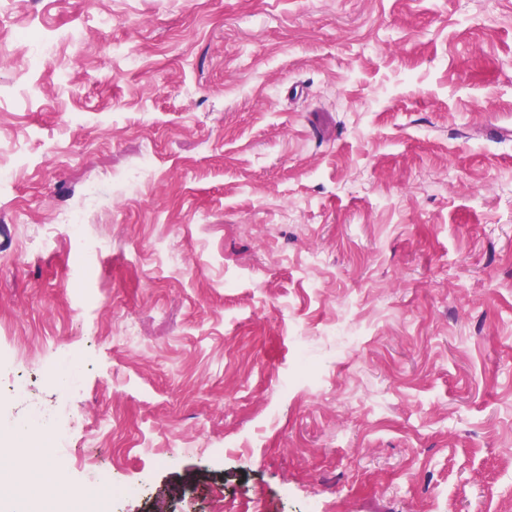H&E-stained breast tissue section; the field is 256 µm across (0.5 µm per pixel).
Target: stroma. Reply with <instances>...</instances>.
I'll return each mask as SVG.
<instances>
[{"instance_id":"35a3bbf8","label":"stroma","mask_w":512,"mask_h":512,"mask_svg":"<svg viewBox=\"0 0 512 512\" xmlns=\"http://www.w3.org/2000/svg\"><path fill=\"white\" fill-rule=\"evenodd\" d=\"M0 166V348L83 370L0 512H512V0H0ZM45 378L56 384L58 397H56L51 409L32 405L27 417L30 422L42 423L48 426L47 429L50 432L49 448L55 447L58 450H63L68 446L74 426V418L68 406V388L61 387L52 375H47ZM94 479L99 480L97 483L106 484L111 488L109 501L112 502V505L118 500L140 495L144 490L143 481L113 483L112 472L108 469L99 468ZM51 509L46 512H109L89 511L87 507L97 503V494L92 488L81 492L59 491L56 488H48L43 491Z\"/></svg>"}]
</instances>
